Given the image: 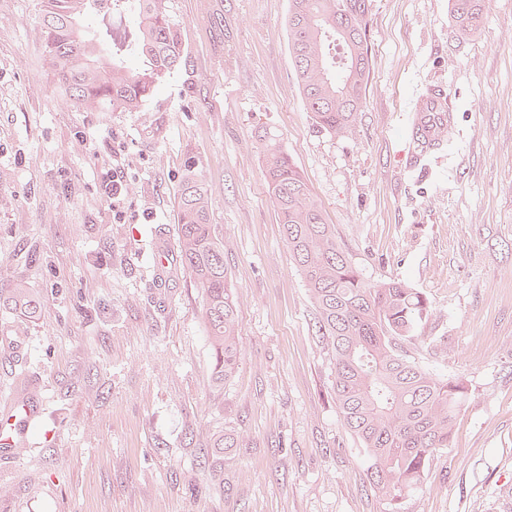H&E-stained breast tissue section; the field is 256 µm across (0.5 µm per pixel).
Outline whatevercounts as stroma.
<instances>
[{
  "label": "stroma",
  "mask_w": 512,
  "mask_h": 512,
  "mask_svg": "<svg viewBox=\"0 0 512 512\" xmlns=\"http://www.w3.org/2000/svg\"><path fill=\"white\" fill-rule=\"evenodd\" d=\"M290 0H169L184 63L137 112L73 105L48 65L41 0H0V408L34 427L0 459V512H512V0L481 32L449 0H371L370 75L355 129L313 126L288 41ZM444 84L456 124L409 165L406 105ZM304 173L362 276L426 294L400 345L463 378L449 448L392 508L332 398L314 308L281 238L256 126ZM120 160L122 216L100 193ZM202 177L226 242L243 349L215 384L202 294L158 287L159 228ZM240 447L204 457L211 439ZM0 306L8 307L24 316L34 317L39 309L35 297L22 283H15L6 292L0 289Z\"/></svg>",
  "instance_id": "35a3bbf8"
}]
</instances>
